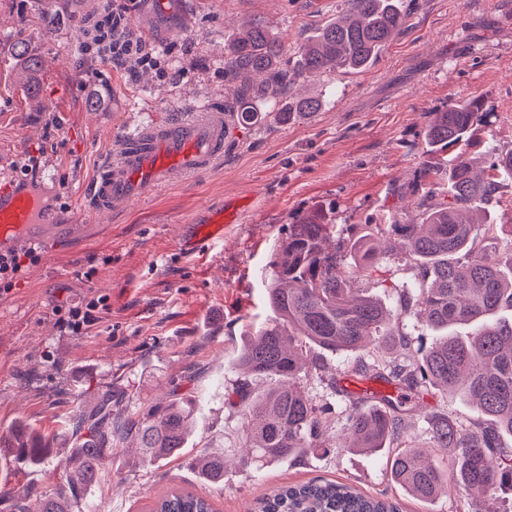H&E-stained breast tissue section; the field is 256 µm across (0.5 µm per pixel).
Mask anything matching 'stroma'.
<instances>
[{
	"label": "stroma",
	"instance_id": "35a3bbf8",
	"mask_svg": "<svg viewBox=\"0 0 512 512\" xmlns=\"http://www.w3.org/2000/svg\"><path fill=\"white\" fill-rule=\"evenodd\" d=\"M105 0H0V169L33 179L49 174L48 198L59 223L79 219L54 258L24 263L0 294V438L17 426L46 435L55 449L36 468L0 447V512H36L65 481L61 449L76 440L70 416L120 388L112 416L122 421L179 393L198 414L186 454L149 466L134 437L112 442L102 478L80 501L82 512H148L172 489L211 499L217 512H251L273 487L312 479L348 482L367 495L399 499L402 512H468L463 491L425 504L390 481L387 459L344 447L346 399L328 378H356L368 351L322 352L326 376L301 383L319 405L333 406L330 451H314L262 471L237 466L222 483L201 480L193 460L202 449L242 454L241 420L229 403L237 374L230 365L252 330L265 325L269 261L285 224L314 208L333 207L337 228L326 252L344 255L347 227L382 216L417 221L416 203L448 155L425 133L448 102L479 96L490 114L475 140L512 151V0H411L403 31L362 70L297 78L286 93L260 99L262 121L227 122L233 133L212 171L179 180L105 215L80 213L82 188L116 152L122 134L156 115L193 112L224 101V45L263 21L283 46L282 63L341 12L342 0H131L129 22L151 43L171 46L162 69L137 72L83 60L84 32ZM38 58L29 71L18 47ZM322 99L317 112L283 120L282 104ZM49 160V171L39 162ZM238 204L244 211L223 239L199 253L181 250L184 225ZM357 288L399 307L402 289H417L399 255ZM100 295L108 306L83 335L60 319L62 308ZM408 434L429 445L425 419L443 413L462 422L477 411L455 393L412 392Z\"/></svg>",
	"mask_w": 512,
	"mask_h": 512
}]
</instances>
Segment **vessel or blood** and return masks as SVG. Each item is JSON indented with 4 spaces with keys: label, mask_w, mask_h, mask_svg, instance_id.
<instances>
[{
    "label": "vessel or blood",
    "mask_w": 512,
    "mask_h": 512,
    "mask_svg": "<svg viewBox=\"0 0 512 512\" xmlns=\"http://www.w3.org/2000/svg\"><path fill=\"white\" fill-rule=\"evenodd\" d=\"M229 135L222 109L214 106L122 135L117 155L107 159L89 183V208L107 210L113 203L134 201L178 180L210 172L223 158ZM58 230L39 190L17 181L12 171L0 170V256L26 248L52 257V238ZM223 236V221L218 218L194 228L181 244L190 250Z\"/></svg>",
    "instance_id": "obj_1"
}]
</instances>
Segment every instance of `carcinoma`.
<instances>
[{
	"mask_svg": "<svg viewBox=\"0 0 512 512\" xmlns=\"http://www.w3.org/2000/svg\"><path fill=\"white\" fill-rule=\"evenodd\" d=\"M344 9L308 42L290 72L281 62L282 45L266 24L257 21L225 45L224 89L232 91V111L248 121L258 119L250 105L243 74L262 75L257 91L284 89L294 77L326 69L361 70L371 65L381 48L405 24L399 0H343ZM320 101L302 98L288 106L286 119L315 112ZM490 113L480 98L451 101L435 113L426 131L432 150H455L448 169L435 170V180L448 177V194L437 199L432 189L419 202L417 224H375L372 231L396 237L403 258L425 281L418 296L402 290L400 313L393 315L369 296L353 298V276L323 242L336 229V211L319 207L297 216L272 251L266 300L274 317L237 351L232 368L245 374L233 388L236 409L244 424L248 452L237 464L263 469L269 463L296 461L311 449L324 447L331 408L319 406L298 391V383L321 369L315 350L374 353L361 372L403 391L427 383L444 394L461 393L490 423L463 426L445 416L431 420V449L421 451L404 440L406 422L413 417L404 400L382 397L366 407H354L347 417L348 448L388 452L390 478L402 491L422 502H433L453 488L471 497L470 512H483L481 502L501 486L512 483V448L500 437L512 436V322L501 312L512 308V243L493 255L482 246L496 240L498 224L476 223L474 211L486 207L512 208L504 197V181L512 180V152L486 147L485 168L473 171L467 153L475 128ZM372 235L350 244L356 271L372 275L379 269ZM412 315L439 336L426 352L415 350L400 328L399 318ZM469 327L472 333L458 335ZM398 338L402 361L380 350L386 339ZM266 387L257 390L252 382ZM119 394H102L94 409L79 414L72 428L80 440L66 459V484L44 497L39 512H74L80 496L101 477V461L112 454V437H137L143 462L183 455L192 437L194 404L182 397L153 406L120 423L112 419V402ZM20 458L41 463L50 453L39 435L25 428L14 436ZM453 450L448 470L434 454ZM229 465L222 452L198 457L199 474L219 482ZM152 512H213L209 501L190 492H173L159 499ZM254 512H399V503L386 495L368 496L336 481L313 479L281 486L256 500Z\"/></svg>",
	"mask_w": 512,
	"mask_h": 512,
	"instance_id": "obj_1",
	"label": "carcinoma"
}]
</instances>
